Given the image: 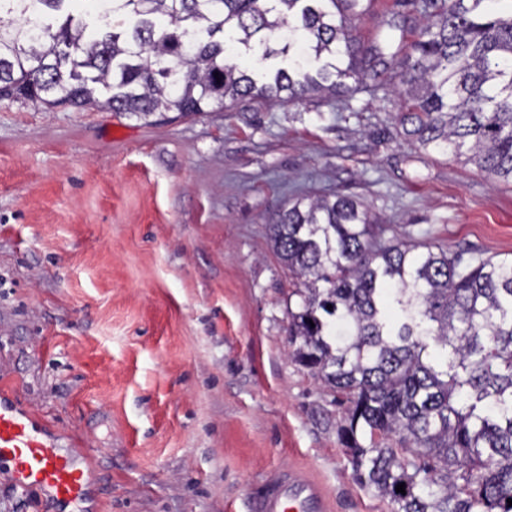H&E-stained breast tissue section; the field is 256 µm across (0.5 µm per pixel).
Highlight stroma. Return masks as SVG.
<instances>
[{"instance_id": "stroma-1", "label": "stroma", "mask_w": 512, "mask_h": 512, "mask_svg": "<svg viewBox=\"0 0 512 512\" xmlns=\"http://www.w3.org/2000/svg\"><path fill=\"white\" fill-rule=\"evenodd\" d=\"M364 48L419 17L373 0ZM384 90L139 120L0 101V386L82 469L95 512H248L299 468L330 512H392L360 486L341 410L288 354L290 280L265 221L340 193L386 235L512 259V184L423 148ZM0 463V512H54Z\"/></svg>"}]
</instances>
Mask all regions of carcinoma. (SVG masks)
I'll use <instances>...</instances> for the list:
<instances>
[{
	"mask_svg": "<svg viewBox=\"0 0 512 512\" xmlns=\"http://www.w3.org/2000/svg\"><path fill=\"white\" fill-rule=\"evenodd\" d=\"M63 2L0 0V101L144 119L384 88V53H365L353 25L365 0H95L98 29L72 14L46 22ZM407 4L419 37L390 54L407 135L511 185L512 10ZM241 46L290 66L260 85L226 61ZM98 84L110 91L103 101ZM267 232L299 298L288 309L292 356L343 407L338 436L356 481L393 512H512V260L386 240L346 196L290 200Z\"/></svg>",
	"mask_w": 512,
	"mask_h": 512,
	"instance_id": "cac0c4a2",
	"label": "carcinoma"
}]
</instances>
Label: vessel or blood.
<instances>
[{
	"mask_svg": "<svg viewBox=\"0 0 512 512\" xmlns=\"http://www.w3.org/2000/svg\"><path fill=\"white\" fill-rule=\"evenodd\" d=\"M0 457L13 463L16 487L48 490L55 502L83 501L84 474L59 454L57 440L36 426L28 409L11 392L0 390ZM249 512H327L322 485L295 469L280 473L249 499Z\"/></svg>",
	"mask_w": 512,
	"mask_h": 512,
	"instance_id": "vessel-or-blood-1",
	"label": "vessel or blood"
}]
</instances>
